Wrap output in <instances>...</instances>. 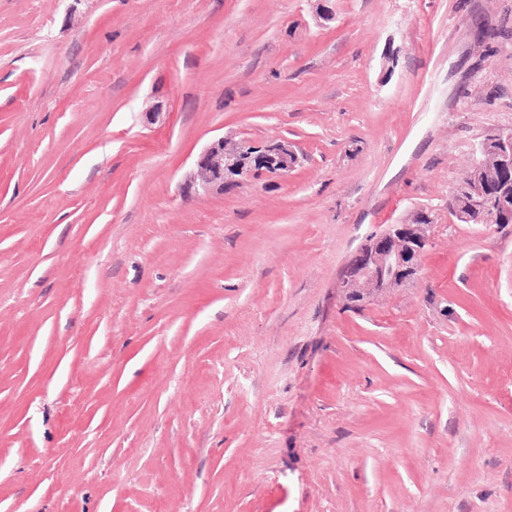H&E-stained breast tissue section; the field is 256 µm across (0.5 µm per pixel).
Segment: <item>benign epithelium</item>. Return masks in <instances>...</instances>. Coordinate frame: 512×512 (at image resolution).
<instances>
[{
    "mask_svg": "<svg viewBox=\"0 0 512 512\" xmlns=\"http://www.w3.org/2000/svg\"><path fill=\"white\" fill-rule=\"evenodd\" d=\"M494 153L502 182L512 179V130L499 131L490 139H484L477 148L471 178V200L468 210L463 211L448 204V212L457 220L469 223L476 219L483 224H494L512 216V191L503 186L495 193L482 187L484 157ZM240 148L228 150L224 138L211 141L200 154L196 166L199 182L197 191L202 195L224 193V187L232 182L224 178V162H237ZM298 164V156L284 142L260 149L251 156L248 164L240 168L241 177L255 173L285 176ZM433 225L390 224L386 231L374 237L368 245L358 250L347 263L341 287L345 291L354 288H372L385 291L400 288L421 273L420 259L430 243Z\"/></svg>",
    "mask_w": 512,
    "mask_h": 512,
    "instance_id": "7a95c632",
    "label": "benign epithelium"
}]
</instances>
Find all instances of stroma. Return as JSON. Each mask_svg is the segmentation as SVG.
<instances>
[{
    "label": "stroma",
    "instance_id": "1",
    "mask_svg": "<svg viewBox=\"0 0 512 512\" xmlns=\"http://www.w3.org/2000/svg\"><path fill=\"white\" fill-rule=\"evenodd\" d=\"M511 128L512 0H0V512H512V224L448 213ZM219 137L299 164L195 195ZM434 224H390L347 263L340 288L385 291L400 288L421 273L420 259Z\"/></svg>",
    "mask_w": 512,
    "mask_h": 512
}]
</instances>
